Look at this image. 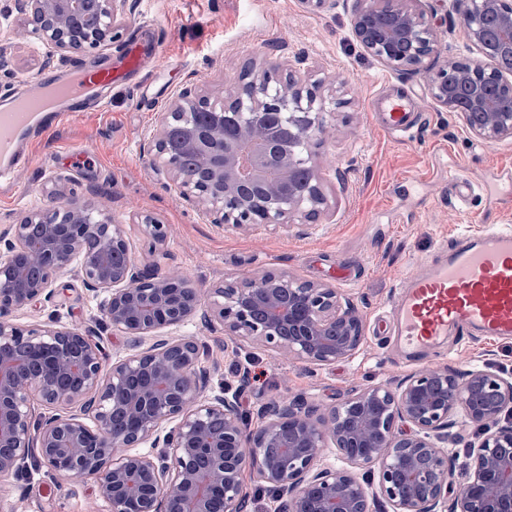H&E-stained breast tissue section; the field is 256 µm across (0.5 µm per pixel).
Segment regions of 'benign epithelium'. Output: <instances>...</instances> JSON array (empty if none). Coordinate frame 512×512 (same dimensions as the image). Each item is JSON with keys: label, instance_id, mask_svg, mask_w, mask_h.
Masks as SVG:
<instances>
[{"label": "benign epithelium", "instance_id": "1", "mask_svg": "<svg viewBox=\"0 0 512 512\" xmlns=\"http://www.w3.org/2000/svg\"><path fill=\"white\" fill-rule=\"evenodd\" d=\"M353 0L351 36L395 72L427 77L431 98L474 137L512 138V0ZM135 0H14L18 21L46 60L108 47ZM466 30L463 48L441 46L446 11ZM388 23L377 35L367 19ZM320 84L278 61L253 63L234 96L182 87L161 113L148 153L169 188L201 204L213 224L316 220L323 195L311 151L328 125ZM154 245L162 225L139 216ZM77 265L100 299L101 321L134 352L107 365L102 345L55 318L32 327L19 312L48 301L53 275ZM217 320L230 341L248 342L321 367L354 357L364 320L329 286L288 275L224 283L207 297L180 276L148 271L131 258L123 225L94 218L75 200L29 210L0 234V476L22 475L35 458L55 479L91 474L109 512H243L242 474L274 494L273 512H512V372L418 371L376 384L327 412L283 397L243 409L249 370L237 387H214L193 339L173 340L196 316ZM80 404L34 417L31 400ZM463 413L475 428L469 469L448 455V428ZM342 465L324 462L329 444ZM149 450H140L141 445ZM371 466L366 483L353 469Z\"/></svg>", "mask_w": 512, "mask_h": 512}]
</instances>
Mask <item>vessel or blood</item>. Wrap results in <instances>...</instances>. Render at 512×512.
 <instances>
[{"label":"vessel or blood","mask_w":512,"mask_h":512,"mask_svg":"<svg viewBox=\"0 0 512 512\" xmlns=\"http://www.w3.org/2000/svg\"><path fill=\"white\" fill-rule=\"evenodd\" d=\"M160 48L139 44L120 65L112 61L77 68L71 75L51 74L30 86L0 93V177L10 178L27 167L32 138L59 126L76 112L97 107L113 84L155 57ZM411 108L388 101L384 124L408 133ZM395 323L413 352L438 344L444 337L512 336V229H484L452 239L433 261L412 272L395 307Z\"/></svg>","instance_id":"b4317fda"}]
</instances>
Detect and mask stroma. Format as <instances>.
Listing matches in <instances>:
<instances>
[{
    "label": "stroma",
    "mask_w": 512,
    "mask_h": 512,
    "mask_svg": "<svg viewBox=\"0 0 512 512\" xmlns=\"http://www.w3.org/2000/svg\"><path fill=\"white\" fill-rule=\"evenodd\" d=\"M351 16L313 0H136L121 38L46 61L44 49L14 26L9 67L0 91L44 72H62L125 52L131 40L158 38L161 54L113 86L104 106L70 117L29 145L31 163L15 184L0 183V231L31 208L76 199L122 224L131 255L143 268L186 277L208 289L267 273L324 283L349 298L364 318L358 354L313 367L273 351L237 346L222 327L193 320L181 328L201 345L200 364L213 382H235L247 362L246 408L288 395L326 411L349 394L423 367L467 370L485 360L512 371V338L451 336L435 349L409 356L393 325L404 278L423 258L461 233L512 228V139L484 142L430 98L423 75L398 74L364 52L351 37ZM288 61L322 81L330 125L315 149L325 203L317 221L238 226L210 223L167 189L143 146L161 112L185 82L213 94L228 92L245 65ZM402 97L419 111L410 139L379 123L382 103ZM464 174L481 195L463 202L451 183ZM151 216L167 235L152 248L136 213ZM55 295L17 314L27 327L58 315L63 326L92 329L108 359L126 357L125 337L100 328L98 298L74 268L56 273ZM0 512H107L95 477L55 482L44 469L0 480Z\"/></svg>",
    "instance_id": "stroma-1"
}]
</instances>
